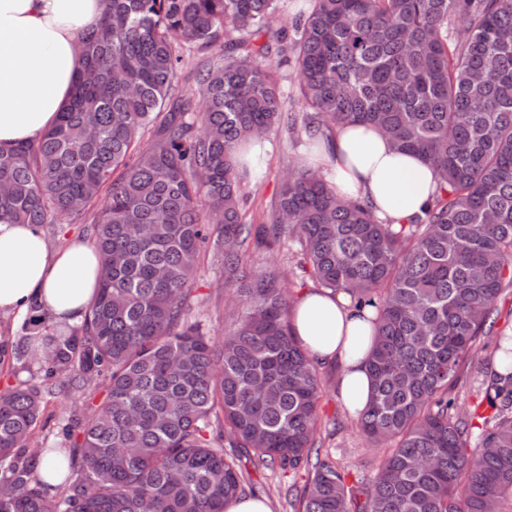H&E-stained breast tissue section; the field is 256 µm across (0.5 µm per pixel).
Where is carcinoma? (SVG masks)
I'll use <instances>...</instances> for the list:
<instances>
[{
    "label": "carcinoma",
    "instance_id": "carcinoma-1",
    "mask_svg": "<svg viewBox=\"0 0 512 512\" xmlns=\"http://www.w3.org/2000/svg\"><path fill=\"white\" fill-rule=\"evenodd\" d=\"M104 4L56 124L0 147V221L90 215L101 254L81 323L36 315L16 350L44 376L0 394V512H224L269 467L313 470L301 512H512V334L496 329L512 287V0H310L278 29L279 0ZM189 43L209 55L186 95ZM290 55L300 115L271 65ZM343 121L434 169L422 214L386 224L304 166L253 223L238 147L277 126L310 151ZM281 248L374 311L357 423L385 453L366 483L321 452L320 363L292 333L281 272L239 277L250 250ZM207 251L240 301L220 345L190 317ZM488 337L486 409L460 413L450 388ZM101 376L81 440L44 449L53 494L31 443L51 400Z\"/></svg>",
    "mask_w": 512,
    "mask_h": 512
}]
</instances>
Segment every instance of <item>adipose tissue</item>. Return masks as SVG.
<instances>
[{"instance_id":"ef3b65f1","label":"adipose tissue","mask_w":512,"mask_h":512,"mask_svg":"<svg viewBox=\"0 0 512 512\" xmlns=\"http://www.w3.org/2000/svg\"><path fill=\"white\" fill-rule=\"evenodd\" d=\"M104 11L102 0H0V146L30 143L53 127L68 103L80 61V39ZM319 162L338 195L368 199L376 216L406 224L437 186L420 157L395 151L375 127L337 125ZM100 255L75 240L51 249L29 224L0 223V316L38 308L76 324L98 290ZM372 310L357 311L346 293L313 289L292 307V327L314 360L341 367L339 386L351 413L371 393L368 359Z\"/></svg>"}]
</instances>
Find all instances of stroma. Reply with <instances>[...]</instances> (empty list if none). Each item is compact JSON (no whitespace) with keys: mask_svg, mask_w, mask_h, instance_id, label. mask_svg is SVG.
<instances>
[{"mask_svg":"<svg viewBox=\"0 0 512 512\" xmlns=\"http://www.w3.org/2000/svg\"><path fill=\"white\" fill-rule=\"evenodd\" d=\"M308 154L303 147L292 146L283 130H273L265 143L264 179L259 183H246L249 215L254 223L264 219L267 205L278 192L281 178L295 160H306ZM271 267L280 268L286 275L290 298H298L313 288L314 283L288 257L287 251H256L250 253L242 269L243 275L250 276ZM224 273L213 258H206L193 283L195 298L204 300L205 305L197 315L208 336L215 343H222L226 325L222 318L225 304L230 295L223 286ZM492 346H480L475 350L468 365L467 373L453 390L459 410L471 411L481 400L482 373L491 362ZM341 370L337 365H327L323 370L325 386L320 401L319 413L324 425L322 435L324 447L344 466L349 480L371 479L383 455L381 448L373 446L360 431L356 418L346 408L337 386ZM90 414L88 399H56L49 403L44 415L46 424L42 430L47 440L60 438L61 428L68 417L86 421ZM257 483L256 495L264 499L271 512H293L294 493L303 489L309 480L308 472L287 476L278 469H263L254 476Z\"/></svg>","mask_w":512,"mask_h":512,"instance_id":"1","label":"stroma"}]
</instances>
